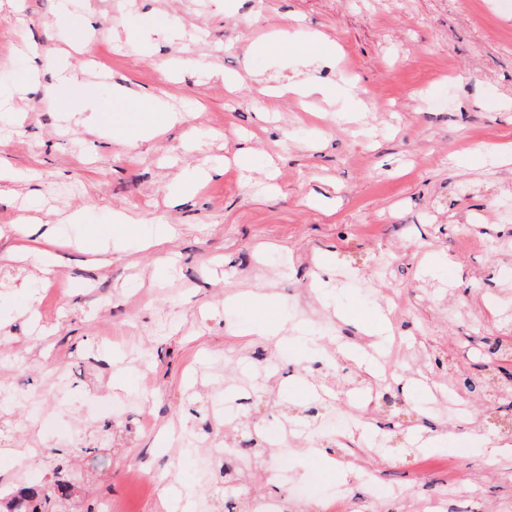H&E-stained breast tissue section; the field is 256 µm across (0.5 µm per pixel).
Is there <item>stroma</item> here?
Segmentation results:
<instances>
[{
	"label": "stroma",
	"instance_id": "obj_1",
	"mask_svg": "<svg viewBox=\"0 0 512 512\" xmlns=\"http://www.w3.org/2000/svg\"><path fill=\"white\" fill-rule=\"evenodd\" d=\"M87 40L92 54L70 62L93 130L20 90L30 45ZM308 73L321 92L268 97ZM0 90V228L54 224L63 257L31 298L34 257L0 269L1 488L49 478L64 448L81 491L62 512H177L187 497L311 512L295 482L343 490L353 512H512V452L491 466L470 441L512 438V389L498 412L459 385L488 360L512 375V355L485 343L512 341V220L496 216L512 205L507 0H0ZM165 112L183 123L129 146ZM196 165L217 177L170 206ZM161 224L172 240L148 246ZM343 269L370 290L336 285ZM29 301L32 322L18 314ZM381 313L392 331L376 347L360 324ZM264 323L276 340L252 334ZM307 334L368 355L376 374L322 365ZM52 372L68 374L64 393L47 392ZM234 395L229 440L219 404ZM336 413L357 434L324 436ZM269 424L286 455L239 458ZM94 443L107 468L88 465Z\"/></svg>",
	"mask_w": 512,
	"mask_h": 512
}]
</instances>
